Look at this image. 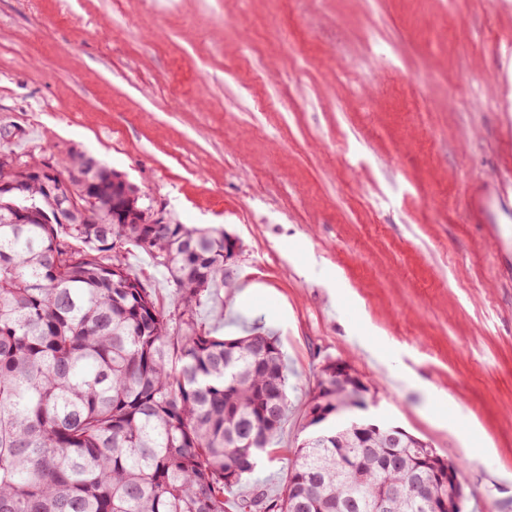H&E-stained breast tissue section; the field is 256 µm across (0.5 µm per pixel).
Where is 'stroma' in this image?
I'll list each match as a JSON object with an SVG mask.
<instances>
[{
  "mask_svg": "<svg viewBox=\"0 0 512 512\" xmlns=\"http://www.w3.org/2000/svg\"><path fill=\"white\" fill-rule=\"evenodd\" d=\"M0 140L238 241L199 319L276 336L289 409L226 512L280 494L329 359L512 512V0H0Z\"/></svg>",
  "mask_w": 512,
  "mask_h": 512,
  "instance_id": "1",
  "label": "stroma"
}]
</instances>
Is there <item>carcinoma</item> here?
Here are the masks:
<instances>
[{"label": "carcinoma", "instance_id": "carcinoma-1", "mask_svg": "<svg viewBox=\"0 0 512 512\" xmlns=\"http://www.w3.org/2000/svg\"><path fill=\"white\" fill-rule=\"evenodd\" d=\"M0 166V512H224L288 413L275 336L225 339L197 309L224 287L221 228L121 222L111 168L52 160L50 187ZM24 222H14L19 209ZM148 253L179 302L161 306L117 245ZM319 407L322 415H315ZM374 427L362 439L359 425ZM282 493L236 512H427L458 464L399 427L356 417L320 369ZM399 443H393L394 437Z\"/></svg>", "mask_w": 512, "mask_h": 512}]
</instances>
